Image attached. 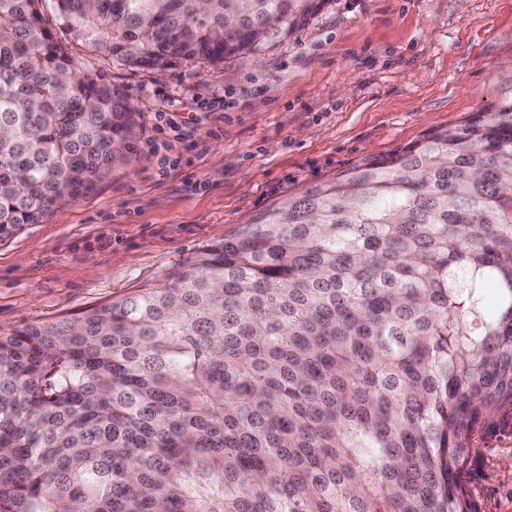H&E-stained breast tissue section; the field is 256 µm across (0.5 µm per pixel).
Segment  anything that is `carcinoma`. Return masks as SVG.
I'll return each instance as SVG.
<instances>
[{"mask_svg":"<svg viewBox=\"0 0 512 512\" xmlns=\"http://www.w3.org/2000/svg\"><path fill=\"white\" fill-rule=\"evenodd\" d=\"M131 66L221 62L315 0H56ZM126 95L0 0V241L125 163ZM512 427V91L288 197L163 280L0 330V512H480ZM464 481L481 512H512V434L495 433L472 449Z\"/></svg>","mask_w":512,"mask_h":512,"instance_id":"1","label":"carcinoma"}]
</instances>
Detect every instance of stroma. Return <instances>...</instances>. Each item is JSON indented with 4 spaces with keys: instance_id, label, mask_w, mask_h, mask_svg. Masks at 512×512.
Segmentation results:
<instances>
[{
    "instance_id": "35a3bbf8",
    "label": "stroma",
    "mask_w": 512,
    "mask_h": 512,
    "mask_svg": "<svg viewBox=\"0 0 512 512\" xmlns=\"http://www.w3.org/2000/svg\"><path fill=\"white\" fill-rule=\"evenodd\" d=\"M319 2L254 54L150 68L97 53L44 10L80 70L126 95L133 152L0 242V329L132 294L288 196L495 111L512 88V0ZM164 156L176 166L162 177ZM464 480L481 512H512V434L472 449Z\"/></svg>"
}]
</instances>
